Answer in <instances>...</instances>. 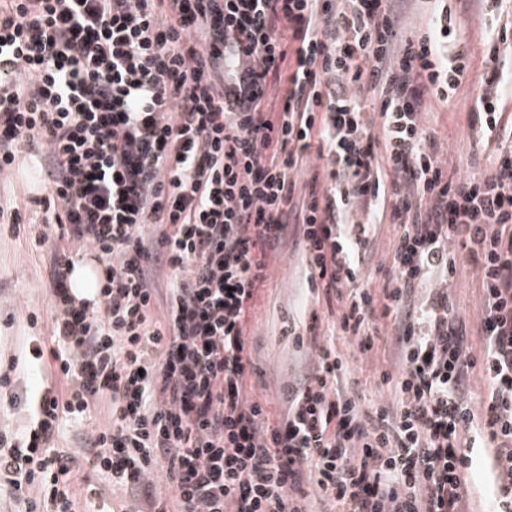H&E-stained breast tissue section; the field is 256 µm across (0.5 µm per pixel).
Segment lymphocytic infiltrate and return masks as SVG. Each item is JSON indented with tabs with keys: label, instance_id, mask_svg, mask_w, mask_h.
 <instances>
[{
	"label": "lymphocytic infiltrate",
	"instance_id": "1",
	"mask_svg": "<svg viewBox=\"0 0 512 512\" xmlns=\"http://www.w3.org/2000/svg\"><path fill=\"white\" fill-rule=\"evenodd\" d=\"M405 0H0V179L23 143L45 148L40 242L49 272L57 382L0 395L33 427L0 424V493L27 512H75L63 418L106 407L85 458L93 473L166 512H308L306 485L336 512H467L474 448L496 512H512V151L491 171L449 176L422 116L470 67L438 35L401 37ZM287 80L280 107L268 86ZM498 68L479 89L482 136L512 142ZM377 111L379 129L365 119ZM323 162L308 171L311 157ZM309 172L305 185L296 177ZM401 228L373 289L363 268L375 224ZM311 292L371 349L394 321L398 403L364 414L319 346L271 422L249 396L245 320L265 278L260 253L287 236ZM93 250L95 298L71 288L73 246ZM465 250L480 277L483 345L447 285ZM173 281L166 294L156 273ZM437 280L424 303L416 292ZM481 371V409L468 393Z\"/></svg>",
	"mask_w": 512,
	"mask_h": 512
}]
</instances>
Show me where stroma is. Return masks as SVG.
Returning a JSON list of instances; mask_svg holds the SVG:
<instances>
[{
	"instance_id": "1",
	"label": "stroma",
	"mask_w": 512,
	"mask_h": 512,
	"mask_svg": "<svg viewBox=\"0 0 512 512\" xmlns=\"http://www.w3.org/2000/svg\"><path fill=\"white\" fill-rule=\"evenodd\" d=\"M450 5L455 17L456 37L451 51L466 52L471 67L463 77L450 103L432 102L423 116V123L438 136L448 173L459 179L489 169L495 156L494 146L483 144L472 129L477 110V96L482 74L492 62L503 64L506 80H512V46L502 45L498 55H491L488 37L493 29L512 25V0L503 7L489 11L485 0H410L401 19L403 34L424 32L433 15L443 5ZM19 168L11 180L0 183V205L20 206L22 221L0 223V356L10 357L12 342L22 336H50L51 312L47 293L53 254L38 241L41 230L31 197L42 195L43 184L31 162L29 150L17 157ZM400 228L380 224L375 229L373 249L364 268L370 274L372 287H382L385 273L392 267L394 244ZM267 280L260 288L246 320L248 347L252 354L253 373L250 394L266 404L272 419H279L288 407V398L298 379L311 365V346L297 348L292 331L300 318H316L320 339L332 340L345 368L340 374V387L357 394L366 412L377 407L395 406L393 390L382 381L386 372H397L396 356L390 335L393 325L383 320L375 347L361 351L358 341L333 333L335 311L326 299L310 293L306 282V260L302 247L286 243L265 259ZM457 273L448 294L461 317L466 321L474 348H481L480 336L483 309L479 273L466 256L457 259ZM37 324H30V316ZM103 412L92 410L90 418L71 419L60 427L58 445L83 460L92 428L106 424Z\"/></svg>"
}]
</instances>
